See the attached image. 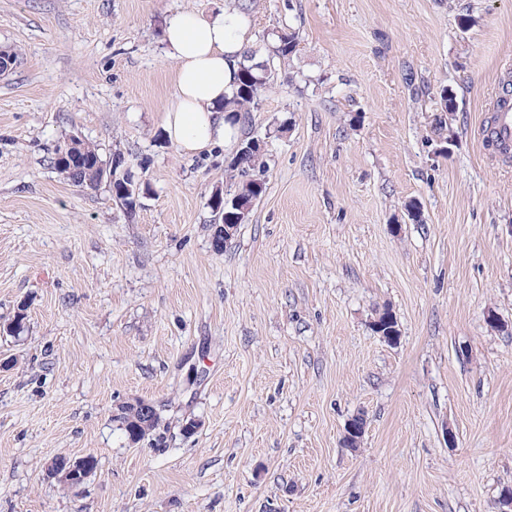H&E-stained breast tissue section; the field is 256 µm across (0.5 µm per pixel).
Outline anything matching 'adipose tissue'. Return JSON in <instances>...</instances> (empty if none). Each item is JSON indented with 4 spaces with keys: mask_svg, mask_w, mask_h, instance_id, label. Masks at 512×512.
Listing matches in <instances>:
<instances>
[{
    "mask_svg": "<svg viewBox=\"0 0 512 512\" xmlns=\"http://www.w3.org/2000/svg\"><path fill=\"white\" fill-rule=\"evenodd\" d=\"M250 39L248 20L234 0L215 15L186 10L168 20L163 43L175 65V91L164 131L183 152L233 142L236 131L226 119L224 98L232 91Z\"/></svg>",
    "mask_w": 512,
    "mask_h": 512,
    "instance_id": "1",
    "label": "adipose tissue"
}]
</instances>
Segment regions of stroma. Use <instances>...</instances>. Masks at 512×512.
Returning <instances> with one entry per match:
<instances>
[{
	"instance_id": "obj_1",
	"label": "stroma",
	"mask_w": 512,
	"mask_h": 512,
	"mask_svg": "<svg viewBox=\"0 0 512 512\" xmlns=\"http://www.w3.org/2000/svg\"><path fill=\"white\" fill-rule=\"evenodd\" d=\"M224 2L0 0V45L21 51L0 79V512H495L512 167L478 126L512 66V0H252L256 59L282 25L300 43L245 128L266 191L218 250L235 148L166 138L162 31ZM72 135L149 183L135 212L54 169ZM386 307L394 344L373 330ZM137 399L163 405V445L119 430ZM87 455L78 487L46 471Z\"/></svg>"
}]
</instances>
